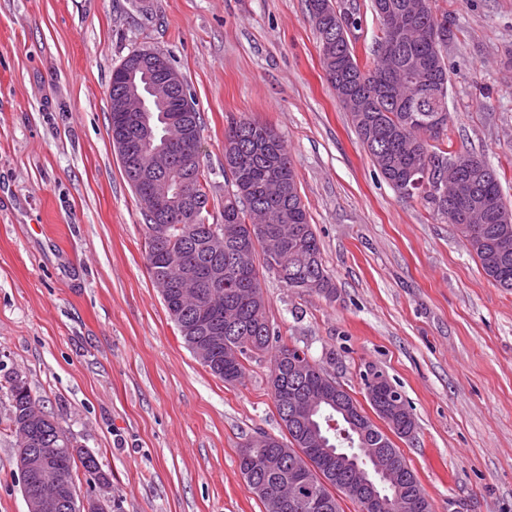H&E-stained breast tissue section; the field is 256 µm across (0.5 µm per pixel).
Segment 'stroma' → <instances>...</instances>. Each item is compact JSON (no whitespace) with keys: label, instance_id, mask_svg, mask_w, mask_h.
<instances>
[{"label":"stroma","instance_id":"1","mask_svg":"<svg viewBox=\"0 0 512 512\" xmlns=\"http://www.w3.org/2000/svg\"><path fill=\"white\" fill-rule=\"evenodd\" d=\"M360 63L382 24L338 0ZM452 35L448 129L512 200V0H433ZM163 53L203 118L209 216L224 209V130L282 137L335 284L261 280L271 323L353 396L384 373L416 422L396 446L434 512H512V291L456 227L400 197L339 106L307 0H0V512H26L10 377L110 476L117 512H264L239 470L280 434L269 355L212 376L154 287L145 220L109 134L112 70Z\"/></svg>","mask_w":512,"mask_h":512}]
</instances>
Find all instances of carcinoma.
<instances>
[{"mask_svg":"<svg viewBox=\"0 0 512 512\" xmlns=\"http://www.w3.org/2000/svg\"><path fill=\"white\" fill-rule=\"evenodd\" d=\"M308 5L319 34L327 80L336 91L340 107L349 114L373 166L393 190L404 194L403 184L414 167L435 161L446 165L457 158L458 153L429 143L431 138L439 139L443 131L428 135L425 128L429 115L437 111L448 114L450 76L443 55L451 35L448 14H437L431 0H371L372 10L377 15L386 9L397 15L419 12L424 35L415 34L399 42L391 63L386 57L389 38L386 35L379 37L372 48V66L366 68L358 63L349 38L340 35L336 40L327 39V33L336 32V19L349 25V19L337 9L334 0H308ZM393 65L421 73L433 96H425L420 88L413 95H408V88L392 71ZM224 138V176L230 182L231 191L224 194L221 218L224 242L228 247L221 255L211 253L205 246L202 224H182L174 228L172 244V248L189 262L204 267H220L221 277L203 281L200 284L205 290L203 298L185 306L182 312L172 310L170 304L165 308L180 332L182 318H196L211 305H220L224 343L204 367L225 383L240 380L244 361L265 353L270 354L271 371L281 375L280 381H270V387L283 423L284 436L279 438L259 432L248 439L242 451L262 457L280 449L285 453L283 465L276 471L259 472L253 479L245 478L246 484L264 504L265 490L274 491L295 478L296 470L305 464L304 456L308 455L310 444L301 425L286 418L284 395L314 392L339 395L357 412L363 424L361 444L351 446L340 437L331 444L335 451L355 453L361 464L368 456V449L393 448L398 465V488H386L388 497H394L398 491L411 493L418 490L420 484L416 475L389 437L391 433L403 437L402 426L415 427L409 406L405 405L399 413H390L386 417L378 411L386 404L388 380L382 379L374 388L363 384L364 398L373 413L387 426L384 430L368 416L349 391L343 387L336 388L337 382L323 366L301 354L299 348L284 343L269 320L267 302L260 286L261 277L266 273L297 292L306 290L305 281L316 276L320 279L317 292L327 296L335 292L332 277L323 266L319 242L299 194L296 174L284 141L272 127L248 118L231 120ZM466 156L488 171L487 178L480 179L474 186V192L493 201L497 209L512 213V206L502 193L496 169L479 155L468 152ZM208 175L209 171L200 163L188 185L193 203L198 205L201 213L207 211L209 204L206 191ZM134 192L148 228L154 223L150 193L139 186ZM419 197L435 215L448 219L447 201L436 197L427 188L419 190ZM258 224L276 226V234L270 238L252 237ZM456 227L477 257L484 274L500 287L511 290L512 223L468 224L460 220ZM146 262L151 264L149 274L153 283L177 279L178 271L167 263L163 253L146 254ZM293 360L302 365V373L292 371ZM9 400L10 429L17 437H22L20 424L27 418L30 419L28 431L45 440L52 439L60 431L56 424L31 421L38 405L26 382L11 380ZM79 465L86 473L94 471L104 480H109V474L96 458L76 448L59 459V468L64 471L68 484H73L72 472ZM351 480L353 476L344 473L339 480L330 479L325 484L316 482L331 502L327 512H344L341 502L349 499L345 483Z\"/></svg>","mask_w":512,"mask_h":512,"instance_id":"obj_1","label":"carcinoma"}]
</instances>
